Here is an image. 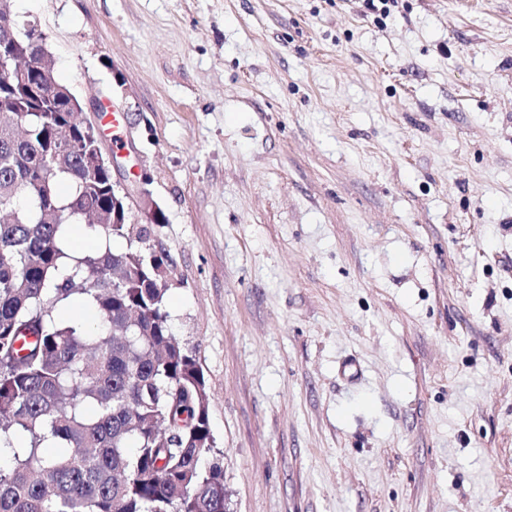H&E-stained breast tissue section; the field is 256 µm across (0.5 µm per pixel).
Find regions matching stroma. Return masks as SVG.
Returning a JSON list of instances; mask_svg holds the SVG:
<instances>
[{
    "mask_svg": "<svg viewBox=\"0 0 512 512\" xmlns=\"http://www.w3.org/2000/svg\"><path fill=\"white\" fill-rule=\"evenodd\" d=\"M13 10L163 211L227 512H512V0Z\"/></svg>",
    "mask_w": 512,
    "mask_h": 512,
    "instance_id": "1",
    "label": "stroma"
}]
</instances>
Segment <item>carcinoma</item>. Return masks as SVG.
<instances>
[{
  "label": "carcinoma",
  "instance_id": "obj_1",
  "mask_svg": "<svg viewBox=\"0 0 512 512\" xmlns=\"http://www.w3.org/2000/svg\"><path fill=\"white\" fill-rule=\"evenodd\" d=\"M36 33L18 20L0 43V512H224L206 381L157 288L164 260L69 250L87 216L107 242L130 227L112 223L111 173L85 167L78 113L32 108L10 68Z\"/></svg>",
  "mask_w": 512,
  "mask_h": 512
}]
</instances>
